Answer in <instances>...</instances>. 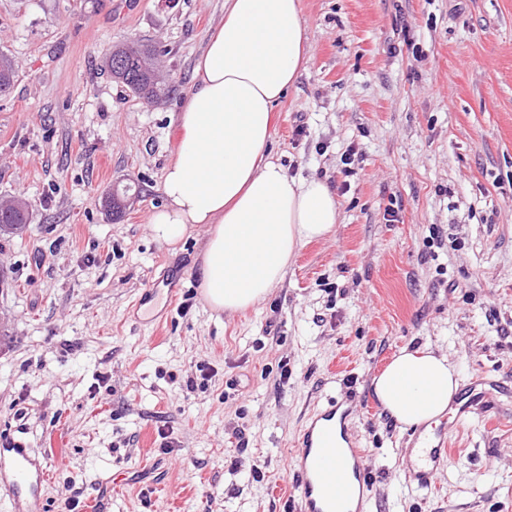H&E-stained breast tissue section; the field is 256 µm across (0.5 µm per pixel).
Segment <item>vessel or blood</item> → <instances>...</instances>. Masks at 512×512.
<instances>
[{
    "label": "vessel or blood",
    "mask_w": 512,
    "mask_h": 512,
    "mask_svg": "<svg viewBox=\"0 0 512 512\" xmlns=\"http://www.w3.org/2000/svg\"><path fill=\"white\" fill-rule=\"evenodd\" d=\"M495 381L481 391L465 389L451 407V423L419 429L403 450L404 476L418 488H431L448 460L452 423L465 420L474 408L492 406ZM348 411L331 398L314 409L286 460L293 483L290 512H371L373 481L364 449L351 437ZM48 476L46 458L33 456L20 441L0 448V500L10 512H42V490Z\"/></svg>",
    "instance_id": "vessel-or-blood-1"
}]
</instances>
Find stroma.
<instances>
[{
  "label": "stroma",
  "mask_w": 512,
  "mask_h": 512,
  "mask_svg": "<svg viewBox=\"0 0 512 512\" xmlns=\"http://www.w3.org/2000/svg\"><path fill=\"white\" fill-rule=\"evenodd\" d=\"M301 9L309 61L274 108L269 149L289 176L326 179L340 218L265 300L228 314L200 294L205 226L168 246L147 225L224 0H0L16 68L0 96V199L32 213L0 231V437L49 452L42 512L67 497L286 512L285 460L334 394L366 451L373 512H512V0ZM126 41L154 46L173 77L153 105L104 66ZM123 187L115 219L102 199ZM147 288L162 327L132 315ZM408 345L448 353L461 385L501 390L458 426L427 490L404 482L406 433L371 391ZM201 364L209 380L181 386ZM242 454L260 472L237 468Z\"/></svg>",
  "instance_id": "1"
}]
</instances>
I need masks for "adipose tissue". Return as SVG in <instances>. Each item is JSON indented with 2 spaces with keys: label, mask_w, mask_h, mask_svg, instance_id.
<instances>
[{
  "label": "adipose tissue",
  "mask_w": 512,
  "mask_h": 512,
  "mask_svg": "<svg viewBox=\"0 0 512 512\" xmlns=\"http://www.w3.org/2000/svg\"><path fill=\"white\" fill-rule=\"evenodd\" d=\"M309 55L300 0H224V16L194 65L165 169L163 208L148 225L166 245L203 224L199 279L205 302L238 312L281 283L300 247L333 233L336 197L318 178L289 177L272 158V112ZM459 373L446 353L402 348L372 380L400 426H428L447 410Z\"/></svg>",
  "instance_id": "adipose-tissue-1"
}]
</instances>
